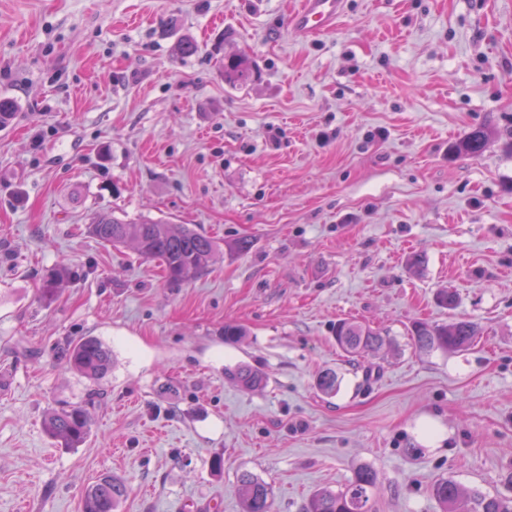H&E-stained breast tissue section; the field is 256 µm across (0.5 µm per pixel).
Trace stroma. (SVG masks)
<instances>
[{"label": "stroma", "mask_w": 512, "mask_h": 512, "mask_svg": "<svg viewBox=\"0 0 512 512\" xmlns=\"http://www.w3.org/2000/svg\"><path fill=\"white\" fill-rule=\"evenodd\" d=\"M296 4L0 0L18 106L0 129V512H81L104 477L127 489L116 512H242L243 472L304 512L362 466L374 512H441V478L512 497V0H344L309 38L286 28ZM185 37L197 54H177ZM478 127L482 154L460 151ZM99 210L221 249L173 288L86 233ZM344 318L393 349L346 356ZM455 319L479 327L469 348L414 349V321ZM84 336L112 349L100 379L62 358ZM240 362L266 387L228 379ZM69 405L91 419L76 448L43 427Z\"/></svg>", "instance_id": "1"}]
</instances>
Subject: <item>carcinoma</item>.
<instances>
[{"label":"carcinoma","mask_w":512,"mask_h":512,"mask_svg":"<svg viewBox=\"0 0 512 512\" xmlns=\"http://www.w3.org/2000/svg\"><path fill=\"white\" fill-rule=\"evenodd\" d=\"M249 79L248 61L241 57L224 64V80L243 84ZM483 129L471 131L459 145L460 150L477 156L486 145ZM86 231L98 241L114 248L131 245L139 257L159 261L172 287L188 284L201 275L219 251V245L204 231L191 224H170L162 220L143 218L126 221L110 212L93 215ZM477 326L467 320L450 324L416 322L411 328L412 345L423 352H453L470 347L477 336ZM336 345L352 356L375 355L391 346L389 336L380 330L349 319L334 326ZM66 365L89 379H99L112 368V351L100 340L87 337L69 345L63 351ZM226 375L245 389H258L265 383L263 372L245 362L226 370ZM318 390L333 396L340 387L334 371L318 375ZM50 438L73 448L86 439L90 422L84 408L70 406L51 409L44 420ZM377 491L376 472L368 467L358 469L348 484L339 491L317 492L306 512H373ZM126 495L125 486L109 477L100 479L84 495L82 512H114L118 501ZM238 495L243 512H273V493L268 483L244 472L238 478ZM433 496L441 512H512V499L503 497L467 498L460 486L441 479L433 486Z\"/></svg>","instance_id":"obj_1"}]
</instances>
